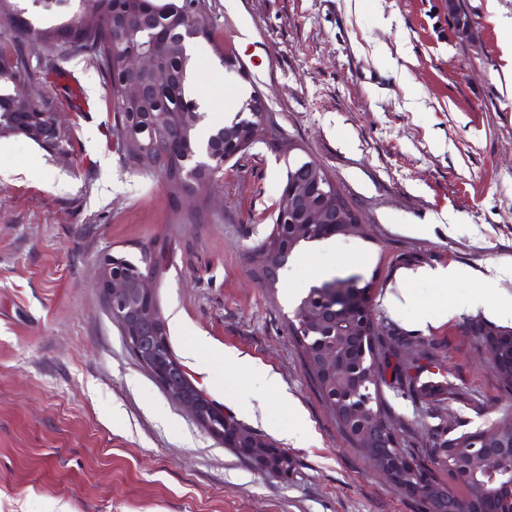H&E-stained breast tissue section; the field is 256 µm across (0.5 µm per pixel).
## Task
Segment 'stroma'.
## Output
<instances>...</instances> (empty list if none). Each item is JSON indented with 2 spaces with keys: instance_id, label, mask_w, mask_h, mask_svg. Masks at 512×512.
<instances>
[{
  "instance_id": "obj_1",
  "label": "stroma",
  "mask_w": 512,
  "mask_h": 512,
  "mask_svg": "<svg viewBox=\"0 0 512 512\" xmlns=\"http://www.w3.org/2000/svg\"><path fill=\"white\" fill-rule=\"evenodd\" d=\"M216 44L192 48L196 92L217 91L205 126L230 121L251 92L297 145L265 143L203 187L218 224H177L157 176L127 171L95 62L71 55L33 75L69 136L45 151L0 134V512H427L353 447L310 383L287 319L324 271L372 278L373 316L392 364L443 382L425 403L386 382L389 422L434 480L437 425L487 430L512 389L478 324L512 299V0H209ZM222 45L241 70L222 66ZM90 109L70 107L73 96ZM336 182L359 226L333 249L303 246L272 288L246 248L272 228L289 161ZM163 248L153 282L175 357L248 434L288 452L273 474L209 434L139 364L98 288L103 255ZM454 267L439 283L420 269ZM408 291L399 311L390 297ZM473 294L487 306L457 312ZM234 351L238 362L224 360ZM276 375L280 390L265 387ZM263 411L252 414L251 408Z\"/></svg>"
}]
</instances>
